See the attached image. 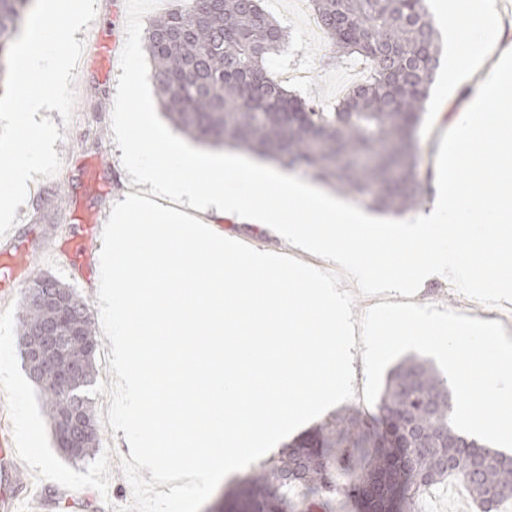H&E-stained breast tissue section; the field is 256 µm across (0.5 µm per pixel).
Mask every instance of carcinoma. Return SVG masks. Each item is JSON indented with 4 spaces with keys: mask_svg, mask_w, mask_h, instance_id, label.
Returning <instances> with one entry per match:
<instances>
[{
    "mask_svg": "<svg viewBox=\"0 0 512 512\" xmlns=\"http://www.w3.org/2000/svg\"><path fill=\"white\" fill-rule=\"evenodd\" d=\"M334 51L371 63L369 80L331 112L288 92L271 77L270 61L286 40L262 0H197L153 20L146 51L159 102L177 131L196 143L230 144L316 176L371 207L401 214L423 202L416 178V132L423 123L439 63L437 29L425 0H311ZM30 0H0V77L22 31ZM79 338L62 351H42L65 380L40 385L43 408L58 435L77 413L95 421L83 390L99 377V348L88 306L68 316ZM57 320L55 307L23 303L17 336L23 361L38 349L34 325ZM448 380L429 362L400 361L387 373L374 412L345 406L288 450L263 461L227 497L229 512H425L422 495L461 481L480 512L512 499V455L493 451L451 423ZM98 429L67 455L95 457Z\"/></svg>",
    "mask_w": 512,
    "mask_h": 512,
    "instance_id": "1",
    "label": "carcinoma"
}]
</instances>
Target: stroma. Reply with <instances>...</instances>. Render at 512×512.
Here are the masks:
<instances>
[{
  "label": "stroma",
  "instance_id": "stroma-1",
  "mask_svg": "<svg viewBox=\"0 0 512 512\" xmlns=\"http://www.w3.org/2000/svg\"><path fill=\"white\" fill-rule=\"evenodd\" d=\"M265 8L287 27L289 38L273 56V67L288 71V90L313 100L321 109L336 105L355 85L371 74L358 55L333 53L314 18L309 0H263ZM126 0H97L90 26L76 40H108L126 24ZM119 61H106L83 50L74 70L76 96L71 122L58 111L49 118L61 135L54 149L61 159L57 174L36 176L8 238H0V260L22 251L23 269L11 281V300L0 305V419L10 424L18 476L0 473V505L14 495L25 496L27 512L33 497H73L85 504L83 512H118L128 506L132 489L122 471L130 446L123 432L108 423L110 398L96 394L94 404L100 444L94 458L71 462L56 448L41 396L26 374L17 342V316L31 279L48 274L65 283L99 320L94 288L100 232L91 223L106 224L112 207L132 187L122 152L111 128Z\"/></svg>",
  "mask_w": 512,
  "mask_h": 512
}]
</instances>
